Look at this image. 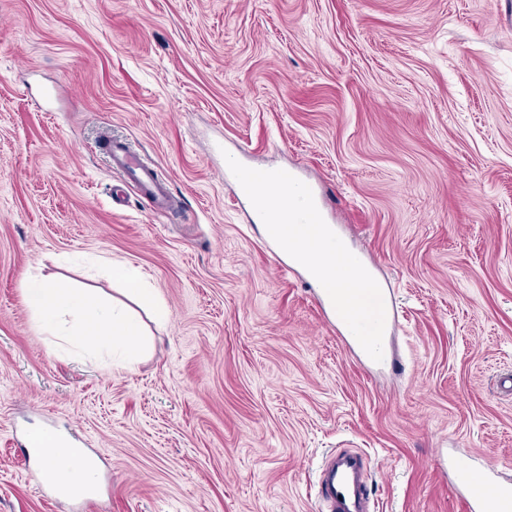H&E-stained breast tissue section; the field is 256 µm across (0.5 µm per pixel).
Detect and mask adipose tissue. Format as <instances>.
Listing matches in <instances>:
<instances>
[{
	"mask_svg": "<svg viewBox=\"0 0 512 512\" xmlns=\"http://www.w3.org/2000/svg\"><path fill=\"white\" fill-rule=\"evenodd\" d=\"M114 281L124 286L129 303L151 310L157 322H166L169 311L153 289L147 288L144 275L128 263H112L108 267ZM24 301L36 325L43 331L63 337L99 351L118 352L122 362L139 357L143 329L121 306L101 298L97 289L83 283L62 287L53 281L32 276L23 288ZM44 473L56 476L67 489L89 490L97 480V465L79 449L61 440L42 455Z\"/></svg>",
	"mask_w": 512,
	"mask_h": 512,
	"instance_id": "adipose-tissue-1",
	"label": "adipose tissue"
}]
</instances>
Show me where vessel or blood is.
<instances>
[{"mask_svg":"<svg viewBox=\"0 0 512 512\" xmlns=\"http://www.w3.org/2000/svg\"><path fill=\"white\" fill-rule=\"evenodd\" d=\"M113 167L135 176L150 206L163 208L169 203L167 183L160 181L154 168L143 163L126 142L103 134ZM453 487L467 504V512H512V480L499 482L483 473L480 484L470 480L474 472L464 458L453 464ZM370 467L362 454L339 451L330 456L319 472V494L328 512H375V502L367 490Z\"/></svg>","mask_w":512,"mask_h":512,"instance_id":"1","label":"vessel or blood"}]
</instances>
